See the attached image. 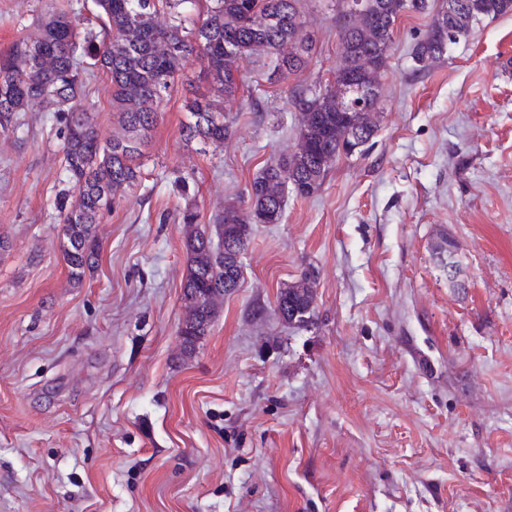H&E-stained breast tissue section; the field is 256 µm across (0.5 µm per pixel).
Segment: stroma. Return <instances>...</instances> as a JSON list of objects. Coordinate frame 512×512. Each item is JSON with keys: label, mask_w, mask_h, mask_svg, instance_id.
I'll use <instances>...</instances> for the list:
<instances>
[{"label": "stroma", "mask_w": 512, "mask_h": 512, "mask_svg": "<svg viewBox=\"0 0 512 512\" xmlns=\"http://www.w3.org/2000/svg\"><path fill=\"white\" fill-rule=\"evenodd\" d=\"M57 2L0 0V51ZM304 8L308 64L245 60L223 145L182 135L206 89L186 64L82 285L59 247V124L29 112L0 134V512H512V15L418 75L431 18L400 20L370 149L255 225L238 288L182 352L184 211L239 201L293 149L290 91L332 79V13ZM308 271L297 328L276 297ZM313 272H306L297 282L284 284L277 295V312L288 324L304 327L312 324L316 301Z\"/></svg>", "instance_id": "35a3bbf8"}]
</instances>
